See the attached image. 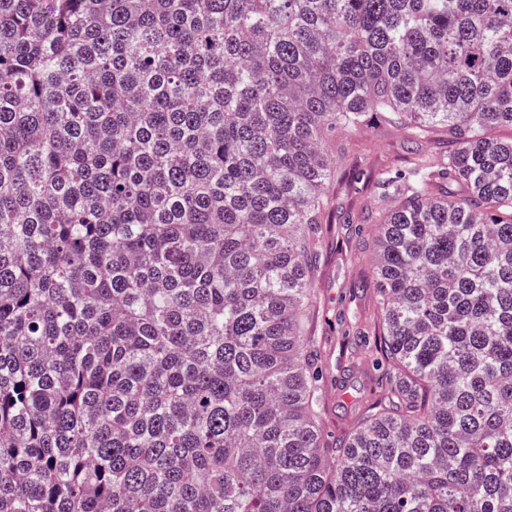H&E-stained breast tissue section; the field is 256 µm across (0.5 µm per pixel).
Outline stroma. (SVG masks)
Masks as SVG:
<instances>
[{
    "label": "stroma",
    "mask_w": 512,
    "mask_h": 512,
    "mask_svg": "<svg viewBox=\"0 0 512 512\" xmlns=\"http://www.w3.org/2000/svg\"><path fill=\"white\" fill-rule=\"evenodd\" d=\"M440 160L444 147L438 139L414 145L403 132L369 130L355 136L346 146L345 176L331 181L327 194L333 202L332 230L322 243L321 267L313 286L316 302L311 311L315 335L323 355L326 395L322 409L325 431L336 433L355 419L359 407L381 377L373 368V346L360 347L357 359H348L346 347L366 335L375 311V292L369 266L355 260L358 238L353 225L363 207L372 203L370 187L355 182L351 170L371 172L403 161L412 151Z\"/></svg>",
    "instance_id": "1"
}]
</instances>
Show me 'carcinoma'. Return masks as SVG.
<instances>
[{
    "instance_id": "1",
    "label": "carcinoma",
    "mask_w": 512,
    "mask_h": 512,
    "mask_svg": "<svg viewBox=\"0 0 512 512\" xmlns=\"http://www.w3.org/2000/svg\"><path fill=\"white\" fill-rule=\"evenodd\" d=\"M381 394L331 440L336 154ZM512 0H0V512H512ZM439 137L418 145L407 141L403 132L391 129L369 130L355 136L345 149L346 175L328 185L333 202L332 230L322 243L321 267L313 283L316 302L311 311L315 336L321 345L326 374V395L322 409L325 431L338 433L355 419L364 397L369 395L382 372L373 368L375 350L362 344L358 358L349 361L346 347L357 336L368 335L375 311V292L367 262L354 259L358 238L355 224L366 204L373 203L372 190L363 181L351 178L352 170L375 169L403 161L419 150L434 161L442 159L445 148ZM349 330V332H348ZM349 333V334H348Z\"/></svg>"
}]
</instances>
